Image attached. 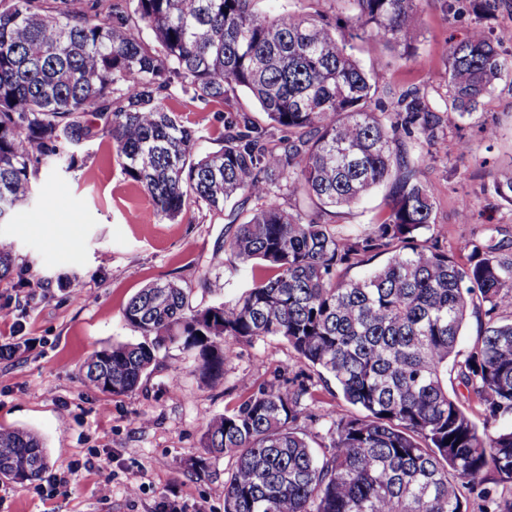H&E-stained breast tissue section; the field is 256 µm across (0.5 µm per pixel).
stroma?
I'll return each instance as SVG.
<instances>
[{"mask_svg": "<svg viewBox=\"0 0 512 512\" xmlns=\"http://www.w3.org/2000/svg\"><path fill=\"white\" fill-rule=\"evenodd\" d=\"M476 25L494 33L512 27V0H501L484 19L470 0H422L421 36L410 54L371 38L353 40L351 49L363 69L382 74L377 111H393L400 94L415 90L442 115L445 137L436 147L416 132L406 144L436 202L434 232L452 254L469 238L512 245V203L493 193L495 181L512 171V81L497 82L470 117L446 111L449 48ZM167 107L196 128L199 153L216 149L218 106L176 95ZM461 139L468 152L458 150ZM76 155L72 168L43 167L32 199L0 224V242L13 260L10 277L0 281V343L17 344L11 360H0V426L39 435L48 474L68 475L47 497L33 483L0 479V512H162L169 502L177 512H224L223 472L231 461L206 459V419L241 400L242 381L256 386L275 372L293 377L307 367L287 343L269 338L235 344L224 382L215 387L200 382L193 359L178 349L133 393L114 397L89 386L83 363L91 352L138 340L123 310L141 288L169 280L190 289L193 303L228 302L260 267L210 277L217 246L234 231L229 216L195 210L173 222L160 218L124 174L109 139L85 143ZM386 212L379 189L341 210L333 225L349 234ZM106 480L107 498L99 493Z\"/></svg>", "mask_w": 512, "mask_h": 512, "instance_id": "stroma-1", "label": "stroma"}]
</instances>
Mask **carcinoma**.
<instances>
[{"instance_id":"carcinoma-1","label":"carcinoma","mask_w":512,"mask_h":512,"mask_svg":"<svg viewBox=\"0 0 512 512\" xmlns=\"http://www.w3.org/2000/svg\"><path fill=\"white\" fill-rule=\"evenodd\" d=\"M343 2L341 29L318 15H262L256 0H0V204L11 213L28 202L43 166L101 136L163 219L257 200L212 266L261 261L264 274L234 302L201 307L174 282L139 290L123 318L141 340L94 351L88 384L132 392L176 347L216 386L229 342L282 339L360 414L332 413L318 452L311 376L244 390L202 437L212 457L234 460L224 512H468L461 483L512 485V255L473 239L459 245L464 263L441 249L404 142L417 131L434 145L441 119L413 93L374 111L380 75L348 51L365 33L413 50L422 0ZM498 45L475 28L451 47L448 111L472 114L512 75ZM240 92L268 124L227 111L219 148L196 155L197 131L166 101L207 106ZM382 185L388 213L370 228L340 235L324 220ZM377 256L365 276L342 275ZM471 314L480 331L461 360ZM48 465L37 434L0 427V476L23 484ZM483 494L482 512H512V495Z\"/></svg>"}]
</instances>
